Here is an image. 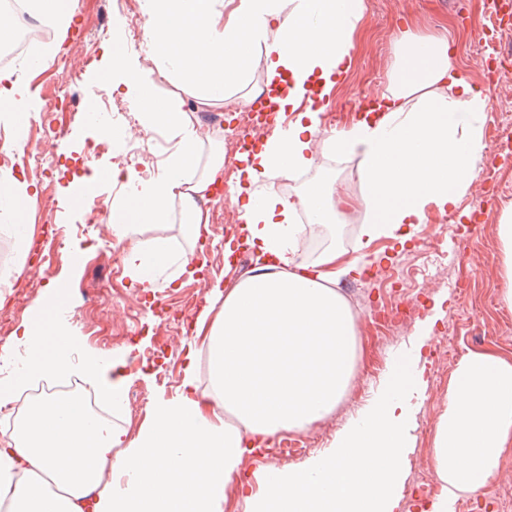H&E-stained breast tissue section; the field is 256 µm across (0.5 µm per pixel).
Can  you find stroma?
<instances>
[{"label": "stroma", "instance_id": "35a3bbf8", "mask_svg": "<svg viewBox=\"0 0 512 512\" xmlns=\"http://www.w3.org/2000/svg\"><path fill=\"white\" fill-rule=\"evenodd\" d=\"M74 15L62 36L74 45H86L92 55L84 72V81L95 84L97 90L111 93L112 85L96 79L101 62L105 36L100 30L101 0H73ZM411 29L424 36L446 37L454 41V64L488 97L484 131L495 125L512 121V68L500 71L495 81H488L481 68L482 55L512 50V29L500 27L492 16L489 0H363L362 17L354 33L355 49L344 79L328 99L337 115V128L349 127L355 117L350 105L362 95L375 96L387 86L395 65L394 37L397 28ZM485 29L488 38L478 42L474 29ZM54 30H47L36 42L30 54H20L9 61V69L28 78L38 96H45L50 87L61 79L57 64L35 68L33 55L55 48L59 38ZM64 132L58 146L48 152L50 165L46 175L37 178L41 194L53 196L55 207L44 214L31 207L29 217L36 226V242L45 246L51 255L50 263L36 265L34 255H23L20 246L9 231L0 230V273L21 269L30 282L32 291L21 307L19 322H26L35 314L36 300L44 298L51 283H60L69 299L62 314L80 334L86 347L104 355L124 350L144 337H155L163 331L172 343L164 355L154 356L145 349L131 361L129 368L135 377L130 384L137 391L136 402L128 404L124 426L136 431L145 419L154 396L159 392L174 393L181 383L185 361L184 346L192 339L186 329L171 324L169 308L186 306L193 295L210 291L215 284L232 287L245 268H224V231L208 232L198 242L186 235L180 215H173L171 223L149 227L147 236L169 237L175 249H194L197 263L208 266L206 279L188 277L169 279L161 275L154 295L136 294L131 286H123L120 296L94 301L98 280L110 268L105 253L109 247L97 232L88 230L86 197L65 194L68 184L83 177L101 174L92 197L97 198L104 211H111L113 200L120 196L121 187L105 180L104 172L119 166L118 153L108 150L95 159L85 157L87 143L102 141L98 127L83 119L81 114L68 113L58 118ZM332 182L358 181L359 159L354 155L332 156L329 163H316L307 172L289 181L290 193L300 192L305 185L322 177ZM496 193L509 196V203L493 208L487 217L482 234L474 238L468 250H460L458 243L464 230L458 224L449 227L446 234L436 235L434 226L441 217L435 206H428L424 223L415 225L406 244L382 237L367 247L359 245V229L345 224L324 225L322 233H312L298 241L299 262L311 263L319 250L333 246L343 252L345 259L364 258L376 271V281L363 277L340 278L337 288L345 298L361 300L365 318L356 323V361L369 370L349 401L337 404L332 413L308 427L301 434L309 446L301 456L284 455V444L274 440L270 446L245 457L239 476L248 486H256L257 473L273 467L291 470L307 459L324 455L340 432L359 420L369 404L378 397L397 358L402 354L420 352L417 363L425 384L412 398L417 412L415 421L419 430L413 431L406 460L405 481L417 475L433 479L435 470V438L438 424L448 401V391L458 366L450 359L447 368L436 369L430 360L440 340L457 345L463 353L491 354L512 363V307L502 300L503 253L498 237V225L505 213L512 212V163L498 167V178L493 184ZM74 249L80 254L77 267L68 269L61 259L63 249ZM403 277L398 285L406 298L421 296L422 303L408 330L401 335L379 332L368 318L369 312L388 301V288L379 286L380 278L392 270ZM430 322L431 331L426 341H419L418 328Z\"/></svg>", "mask_w": 512, "mask_h": 512}]
</instances>
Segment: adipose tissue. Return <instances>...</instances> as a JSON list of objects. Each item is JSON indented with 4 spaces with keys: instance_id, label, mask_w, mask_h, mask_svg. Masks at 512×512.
I'll use <instances>...</instances> for the list:
<instances>
[{
    "instance_id": "ef3b65f1",
    "label": "adipose tissue",
    "mask_w": 512,
    "mask_h": 512,
    "mask_svg": "<svg viewBox=\"0 0 512 512\" xmlns=\"http://www.w3.org/2000/svg\"><path fill=\"white\" fill-rule=\"evenodd\" d=\"M151 30L149 66L128 55L120 32L103 47L100 79L119 87L138 108L143 130H163L175 143L161 169L134 177L112 169L124 195L112 204V233L133 288L153 292L169 268L193 274V255L173 251L165 236L144 238L149 224H167L180 211L190 237L210 214L200 202L224 174V154L204 153L212 137L185 107L195 99L223 107L237 87L243 101L274 92L283 112L296 115L274 129L239 170L235 202L259 264L234 287H213L194 321L183 378L174 396L157 395L136 433L107 428L76 399L29 405L11 442L0 447V505L6 512H224L226 491L244 457L274 438L299 433L333 411L352 376L356 337L341 277L358 261L340 263L325 248L309 265L298 262L294 218L337 221L327 182L294 196L274 183L309 169L313 149L360 158L365 192L364 243L386 236L406 240L425 220L427 205L453 209L477 176L482 159L484 92L452 62L446 38L398 31L396 63L386 89L350 128L324 127L323 102L346 72L363 0H237L221 24L224 0H138ZM261 84L251 85L254 71ZM174 86L156 99L155 88ZM41 106L27 82L0 69V123L10 134L0 151L22 150ZM35 182L0 173V218L19 242L34 225L22 208L35 202ZM24 357L0 356L9 369L0 406L35 378L63 373L82 350L80 372L113 404L124 402L129 351L99 358L85 349L64 319L49 315L14 334ZM206 352L209 388L197 384L198 352ZM512 444V363L489 354L460 361L448 408L436 433V474L442 492L430 512H450L462 495L479 492Z\"/></svg>"
}]
</instances>
